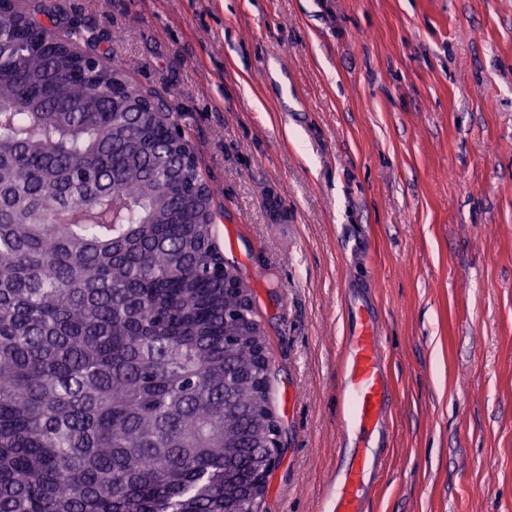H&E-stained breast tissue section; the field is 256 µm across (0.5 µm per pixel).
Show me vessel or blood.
<instances>
[{
  "label": "vessel or blood",
  "mask_w": 512,
  "mask_h": 512,
  "mask_svg": "<svg viewBox=\"0 0 512 512\" xmlns=\"http://www.w3.org/2000/svg\"><path fill=\"white\" fill-rule=\"evenodd\" d=\"M347 332L337 432L344 461L328 480L322 512H365L370 480L380 468L378 440L389 424L387 353L369 293L342 286Z\"/></svg>",
  "instance_id": "b4317fda"
}]
</instances>
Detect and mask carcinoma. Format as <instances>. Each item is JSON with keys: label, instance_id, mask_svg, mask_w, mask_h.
Returning <instances> with one entry per match:
<instances>
[{"label": "carcinoma", "instance_id": "obj_1", "mask_svg": "<svg viewBox=\"0 0 512 512\" xmlns=\"http://www.w3.org/2000/svg\"><path fill=\"white\" fill-rule=\"evenodd\" d=\"M101 41L0 2V512H245L274 435L262 331L224 316L235 267L178 116Z\"/></svg>", "mask_w": 512, "mask_h": 512}]
</instances>
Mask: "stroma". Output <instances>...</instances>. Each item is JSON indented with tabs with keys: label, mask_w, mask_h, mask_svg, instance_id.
Instances as JSON below:
<instances>
[{
	"label": "stroma",
	"mask_w": 512,
	"mask_h": 512,
	"mask_svg": "<svg viewBox=\"0 0 512 512\" xmlns=\"http://www.w3.org/2000/svg\"><path fill=\"white\" fill-rule=\"evenodd\" d=\"M180 115L271 356L258 512H321L341 287L392 410L367 512H512V0H45Z\"/></svg>",
	"instance_id": "1"
}]
</instances>
